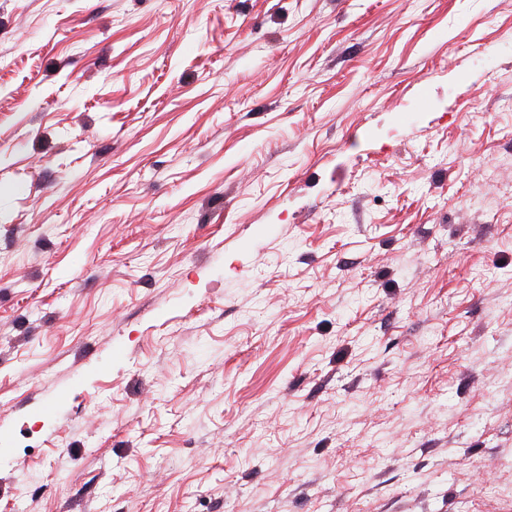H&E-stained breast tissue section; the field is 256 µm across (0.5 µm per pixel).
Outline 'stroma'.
Returning <instances> with one entry per match:
<instances>
[{
    "instance_id": "obj_1",
    "label": "stroma",
    "mask_w": 512,
    "mask_h": 512,
    "mask_svg": "<svg viewBox=\"0 0 512 512\" xmlns=\"http://www.w3.org/2000/svg\"><path fill=\"white\" fill-rule=\"evenodd\" d=\"M0 512H512V0H0Z\"/></svg>"
}]
</instances>
